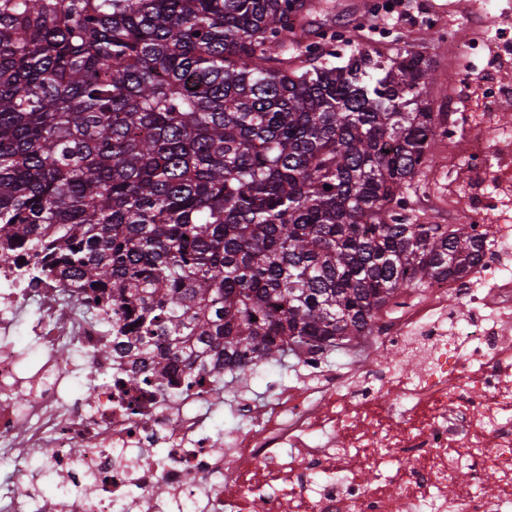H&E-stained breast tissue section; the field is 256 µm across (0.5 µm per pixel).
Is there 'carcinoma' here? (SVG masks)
<instances>
[{
  "label": "carcinoma",
  "mask_w": 512,
  "mask_h": 512,
  "mask_svg": "<svg viewBox=\"0 0 512 512\" xmlns=\"http://www.w3.org/2000/svg\"><path fill=\"white\" fill-rule=\"evenodd\" d=\"M313 8L0 0V258L81 289L133 387L329 354L482 260L408 205L448 121L430 61Z\"/></svg>",
  "instance_id": "obj_1"
}]
</instances>
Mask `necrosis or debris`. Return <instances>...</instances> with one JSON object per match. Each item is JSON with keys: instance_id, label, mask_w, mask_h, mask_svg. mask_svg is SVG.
Segmentation results:
<instances>
[{"instance_id": "necrosis-or-debris-1", "label": "necrosis or debris", "mask_w": 512, "mask_h": 512, "mask_svg": "<svg viewBox=\"0 0 512 512\" xmlns=\"http://www.w3.org/2000/svg\"><path fill=\"white\" fill-rule=\"evenodd\" d=\"M478 112L448 126V152L437 170L461 166L478 175L463 224L495 221L498 233L464 283L433 280L426 296L396 318L391 331L365 343V355L426 348L428 368L395 387L399 400H429L430 414L403 425L376 394L398 368L342 390L314 355L301 359L315 387L239 410L249 430L216 448L210 414L223 401L211 390L180 388L155 399L127 390V360L103 357L109 339L86 311L79 289L49 282L32 288L0 261V468L12 464L16 485L0 493V512H512V130L498 127L494 107L512 85L480 76ZM468 316L465 336L440 327L449 308ZM27 329L42 358L25 363L15 344ZM88 378L96 397L73 392ZM299 462L274 473L280 448ZM51 449L40 470L58 479L56 502L32 492L28 462ZM400 466L365 484L363 466ZM325 471L326 482L309 478ZM469 470V484L458 479ZM498 475L480 489L484 471Z\"/></svg>"}]
</instances>
